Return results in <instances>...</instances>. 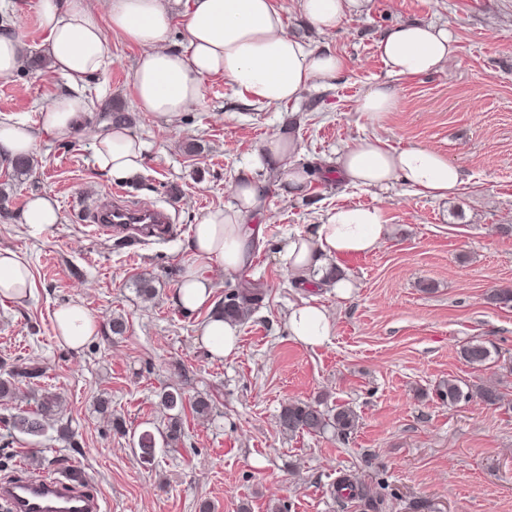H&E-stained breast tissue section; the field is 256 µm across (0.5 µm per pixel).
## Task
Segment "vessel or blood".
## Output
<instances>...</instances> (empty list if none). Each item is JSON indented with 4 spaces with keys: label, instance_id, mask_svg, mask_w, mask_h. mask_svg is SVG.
Here are the masks:
<instances>
[{
    "label": "vessel or blood",
    "instance_id": "1",
    "mask_svg": "<svg viewBox=\"0 0 512 512\" xmlns=\"http://www.w3.org/2000/svg\"><path fill=\"white\" fill-rule=\"evenodd\" d=\"M95 232L124 234L145 240L172 232L170 217L161 208L140 209L122 204L90 206L85 212ZM0 501L9 512H102L96 493L84 485L78 467L60 468L57 475L39 479L16 478L0 484Z\"/></svg>",
    "mask_w": 512,
    "mask_h": 512
}]
</instances>
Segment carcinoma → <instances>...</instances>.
Returning <instances> with one entry per match:
<instances>
[{"mask_svg": "<svg viewBox=\"0 0 512 512\" xmlns=\"http://www.w3.org/2000/svg\"><path fill=\"white\" fill-rule=\"evenodd\" d=\"M261 299V293L244 289L225 295L220 309L224 318L237 322L241 320L249 306L257 304ZM460 355L469 366L481 368L490 361L491 352L484 343L474 340L462 346ZM41 377H43V368L37 364L22 362L16 365L9 373V378L0 380V398L11 396L15 383L29 382ZM439 396L450 404L476 399L487 406H496L501 400L499 391L494 387L472 384L464 388L455 378L441 383ZM161 404L171 411V415L167 418L165 431L161 434L163 446L169 447L176 444L183 436V421L180 411L184 409V399L178 391H165L161 394ZM59 408V396L46 392L38 399L35 409L12 417V427L31 438L43 437L52 428ZM357 423L358 416L345 405L337 406L336 412L329 414L321 410L317 404L302 401H292L284 405L278 416L280 431L288 436L299 433L322 434L330 427L337 430V433L346 436L354 430ZM137 446L142 460L146 462L154 460L157 441L153 433L142 432L138 437Z\"/></svg>", "mask_w": 512, "mask_h": 512, "instance_id": "cac0c4a2", "label": "carcinoma"}]
</instances>
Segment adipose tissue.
Masks as SVG:
<instances>
[{
    "mask_svg": "<svg viewBox=\"0 0 512 512\" xmlns=\"http://www.w3.org/2000/svg\"><path fill=\"white\" fill-rule=\"evenodd\" d=\"M361 2L298 0V11L318 31L332 32ZM37 8L46 33L42 50L52 70L71 88L40 113V127L58 139L71 138L82 125L88 105L80 88L107 67L112 32L140 49L132 82L137 109L167 123L198 103L208 76L223 77L246 102L270 106L294 101L304 90L331 85L344 66L330 49L310 47L290 35L277 0H38ZM178 21L184 40L173 47L168 36ZM376 50L391 74L417 76L439 71L455 46L443 27L400 24L378 41ZM90 136L101 171L123 177L143 169L146 147L125 124L91 130ZM295 150L292 141L279 137L256 152L232 185V204L203 215L193 227L190 249L195 262L184 270L173 300L187 313L211 309L201 334L215 356L236 353L238 327L213 308L212 274H243L263 238L269 187L255 178V170L274 168L288 196L310 192L308 173L291 160ZM336 174L346 184L380 191L400 183L435 200L456 195L465 183L460 166L442 153L420 145L394 149L374 134L345 148L336 160ZM390 233L378 207H337L314 233L291 237L281 261L297 279L334 288L345 298L352 282L342 258L378 251ZM32 288L26 257L0 248V297L20 301ZM54 320L58 339L74 349L98 330L95 317L78 304L59 308ZM335 328L332 315L315 302L288 313L289 332L309 346L328 342Z\"/></svg>",
    "mask_w": 512,
    "mask_h": 512,
    "instance_id": "obj_1",
    "label": "adipose tissue"
}]
</instances>
